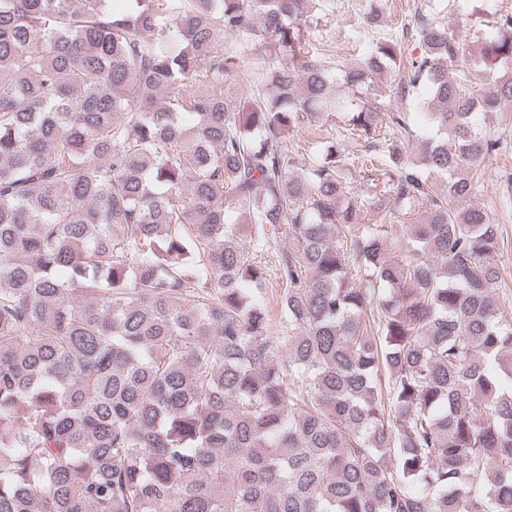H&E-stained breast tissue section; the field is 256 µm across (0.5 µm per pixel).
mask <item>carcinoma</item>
<instances>
[{
	"mask_svg": "<svg viewBox=\"0 0 512 512\" xmlns=\"http://www.w3.org/2000/svg\"><path fill=\"white\" fill-rule=\"evenodd\" d=\"M330 2L0 0V512H512L503 239L463 205L502 150L475 116L512 101V17L484 90L422 13L418 58L310 54ZM384 73L435 130L415 155ZM337 112L293 173L288 134ZM368 209L407 220L398 258ZM227 48H233L237 55L241 58V67L239 71L238 88L240 95L247 97L253 89L252 75L255 71V65L251 51L246 47L240 46L234 39L228 38L225 40Z\"/></svg>",
	"mask_w": 512,
	"mask_h": 512,
	"instance_id": "obj_1",
	"label": "carcinoma"
}]
</instances>
